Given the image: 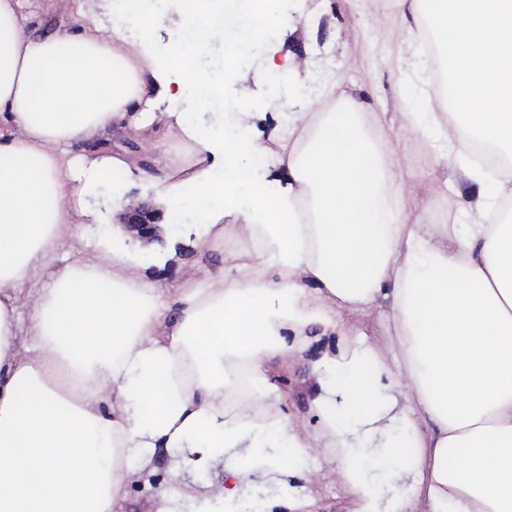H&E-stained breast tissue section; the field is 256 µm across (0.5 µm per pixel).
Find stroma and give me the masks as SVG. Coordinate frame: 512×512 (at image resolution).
Listing matches in <instances>:
<instances>
[{"mask_svg":"<svg viewBox=\"0 0 512 512\" xmlns=\"http://www.w3.org/2000/svg\"><path fill=\"white\" fill-rule=\"evenodd\" d=\"M279 9L287 24L278 30L275 44L303 60L332 58L342 90L366 100L385 129L387 148L402 169L426 167L453 156L451 144L443 138L432 136L423 145L400 127L401 113L420 111L424 92L431 86V65L423 46L407 40L409 22L393 0H281ZM239 65L243 77L226 85L225 95L245 97L257 115V133L262 139H269L283 125V116L269 107V85L254 78L258 59L247 53L240 58ZM164 127L165 118L159 115L143 133L116 129L107 134L112 151L123 154L135 165H147L151 176L146 179L123 174L102 183L97 193L88 197V208L98 216L97 223L87 231L90 241L111 235L112 220L126 204L147 202L166 206L167 187L153 181L152 176L164 170L171 160L184 157L185 149L166 136ZM128 244L140 251L146 273L168 284L180 281L191 268L203 273L220 265L226 276L239 274L229 243L210 250L179 252L161 267L155 265L152 256L162 251V244L146 246L133 238ZM309 338L306 362L289 365L280 376L287 381L290 412L313 426L318 422V412L312 402L320 386L312 362L322 353H338L349 339L338 332L326 335L317 329L310 332ZM312 486L321 498L319 512H353L352 496L336 479L333 455H320Z\"/></svg>","mask_w":512,"mask_h":512,"instance_id":"obj_1","label":"stroma"}]
</instances>
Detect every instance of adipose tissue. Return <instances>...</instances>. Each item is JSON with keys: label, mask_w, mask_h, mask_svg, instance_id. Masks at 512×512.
Returning a JSON list of instances; mask_svg holds the SVG:
<instances>
[{"label": "adipose tissue", "mask_w": 512, "mask_h": 512, "mask_svg": "<svg viewBox=\"0 0 512 512\" xmlns=\"http://www.w3.org/2000/svg\"><path fill=\"white\" fill-rule=\"evenodd\" d=\"M141 2L106 0L102 20L56 0L60 25L38 34L33 0H0V512H119L160 448L185 470L223 459L224 481L172 478L156 512L229 507L257 482L316 512L291 478L325 448L355 512H512V0H396L448 55L446 91L404 113L403 130L445 138L459 178L492 186L488 200L446 198L432 224L407 184L433 171L402 170L354 95L326 112L275 96L288 127L269 142L243 100L232 124L196 121L224 111L223 73L200 58L223 40L232 71L271 43L276 0H181L163 54L152 39L165 10ZM161 109L193 158L160 175L170 217L198 215L200 248L244 243L240 277L192 269L167 286L119 234L80 248L85 197L130 169L101 134L146 129ZM481 145L497 162L476 160ZM271 152L288 173L279 190L261 167ZM366 312L389 351L360 333L324 355L317 428L290 419L271 363L302 359L310 324ZM241 370L263 418L225 407ZM381 402L396 441L374 427ZM383 444L389 496L364 486L355 452Z\"/></svg>", "instance_id": "ef3b65f1"}]
</instances>
